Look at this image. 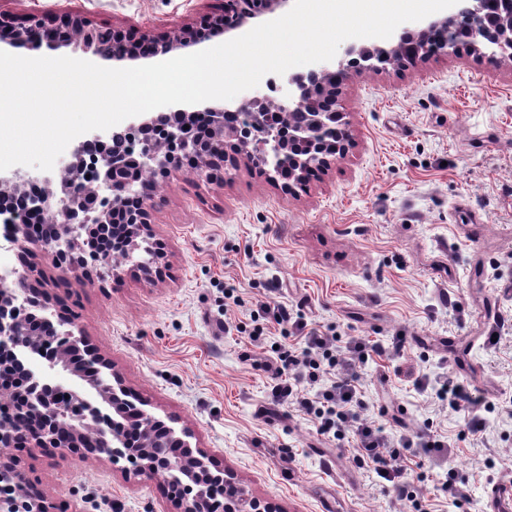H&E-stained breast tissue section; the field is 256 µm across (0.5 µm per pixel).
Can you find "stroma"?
Instances as JSON below:
<instances>
[{
    "instance_id": "stroma-1",
    "label": "stroma",
    "mask_w": 512,
    "mask_h": 512,
    "mask_svg": "<svg viewBox=\"0 0 512 512\" xmlns=\"http://www.w3.org/2000/svg\"><path fill=\"white\" fill-rule=\"evenodd\" d=\"M74 6L94 27L171 38L206 29L224 0H0L18 23ZM339 103L353 146L295 191L244 162L213 181L182 168L157 177L150 236L131 255L87 277L44 245L24 260L4 248L0 274L61 305L145 410L187 433L244 499L277 512H484L512 477V61L462 50L367 71ZM280 304L338 349L379 345L358 370L359 414L395 441L444 440L453 457L408 456L399 492L353 437L320 435L314 416L273 401L267 363L302 345L260 311ZM443 373L489 403L482 435L431 392ZM15 456L68 512H175L159 480L127 478V461ZM450 466L465 480L457 500L442 487Z\"/></svg>"
}]
</instances>
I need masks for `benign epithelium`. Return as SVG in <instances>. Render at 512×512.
Returning a JSON list of instances; mask_svg holds the SVG:
<instances>
[{
  "label": "benign epithelium",
  "mask_w": 512,
  "mask_h": 512,
  "mask_svg": "<svg viewBox=\"0 0 512 512\" xmlns=\"http://www.w3.org/2000/svg\"><path fill=\"white\" fill-rule=\"evenodd\" d=\"M288 0H259L258 10L243 13L228 21L217 16L213 24L226 31L238 30L250 24V20L265 13L283 8ZM482 0H459L456 11L443 15L427 24L410 43L408 61L413 62L427 55L446 54L461 45L456 33L461 22H468L472 38L467 45L474 54L491 62L512 60V11L501 15L494 29H486L482 15ZM112 59L118 62L134 61L142 56L151 40L130 41L122 34L110 32ZM45 41L61 44L77 43L86 52L102 55L101 31L90 27L84 17L74 11L62 15L59 24L47 28L35 15L28 24L19 26L0 17V42L25 44L37 50ZM201 41V34L193 30L180 32L163 42V54L192 47ZM406 41L400 36L395 48H350L346 58L334 67L318 66L306 73L284 79L287 93L283 98L255 95L235 108L247 115V125L237 128L224 126V110L206 108L209 122L208 137L202 141L188 134L186 126L196 112L168 108L150 117L142 116L131 124L134 129L166 123L165 137L156 141L144 136L138 141V149L130 152L125 140L112 134L108 139L94 136L83 141L73 154V160L65 166L56 189L30 198L26 186L38 182L33 177H0V222L9 225L8 243L24 247L35 238L32 231L34 218L52 217L60 225V233L47 249L60 265L67 270L83 268L103 258L98 246L89 241L85 229L89 224L105 226L112 223V214L124 204L135 201L140 204L155 188L154 177L166 174L178 167L184 157L197 161L199 173L217 171L224 165V136L233 133L241 142L246 160L252 165L268 169L275 178L288 169V177L301 178L315 168L330 165V159L344 155L345 142L349 140L346 129L336 130V152L322 150L320 138L327 118L336 114V90L366 69L383 70L398 60ZM93 170V179L81 183L87 169ZM28 200L19 211L4 204V198ZM134 224L130 247L138 246L137 239L146 229V213L143 210L132 215ZM41 316L50 331L72 338V346L78 347L71 322L52 321L49 302L28 295L24 276L20 275L0 292V353H35L42 340L32 330L31 315ZM96 367L84 369L65 353H50L40 362V369L30 376L29 385L10 387L11 398L7 408L9 424L0 427V512H55L53 503L27 481L16 468L11 454L13 448H57L71 452H83L107 458L111 462L121 459L136 463L133 475L161 477L168 486L177 512H214L218 503L212 498V488L221 483L224 470L209 465L207 456L199 448H183L174 460L158 455L154 448L163 430L162 422L145 410H138L132 419L140 439L135 447L127 439L110 429L99 426L89 412H74L85 402L78 393H71V401L55 396L62 389L59 377L77 376L98 389L102 397L118 407L127 390L118 376L104 379V362L94 358Z\"/></svg>",
  "instance_id": "1"
}]
</instances>
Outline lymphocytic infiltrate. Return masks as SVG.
<instances>
[{"mask_svg":"<svg viewBox=\"0 0 512 512\" xmlns=\"http://www.w3.org/2000/svg\"><path fill=\"white\" fill-rule=\"evenodd\" d=\"M264 313L275 323L293 324L296 330L304 334L300 353L279 356L275 363V383L271 390L273 398H294L302 411L315 416L321 434L336 438L345 432H352L357 438L358 448L372 464L377 477L395 486L400 484L404 475V468L399 463L400 448L417 445L427 455L443 448V441L434 438L417 443L405 439L400 447H393L381 428L360 417L357 411L356 366L367 360L370 352L368 344L350 343L347 356L342 357L336 352L334 337L315 329L306 330L304 322L292 319L287 307H268ZM331 369L335 370L336 378L331 383H324L323 378ZM301 384L307 387L302 395L295 391L296 386ZM436 396L447 402L454 411L465 412V425L471 434L484 431L485 420L477 411L481 399L468 386L446 378L440 382Z\"/></svg>","mask_w":512,"mask_h":512,"instance_id":"1","label":"lymphocytic infiltrate"}]
</instances>
